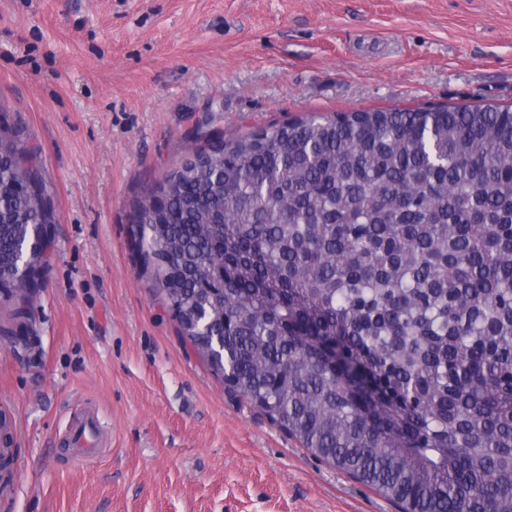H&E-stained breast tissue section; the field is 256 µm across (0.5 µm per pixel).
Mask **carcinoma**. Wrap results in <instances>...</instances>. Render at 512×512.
Segmentation results:
<instances>
[{"label": "carcinoma", "mask_w": 512, "mask_h": 512, "mask_svg": "<svg viewBox=\"0 0 512 512\" xmlns=\"http://www.w3.org/2000/svg\"><path fill=\"white\" fill-rule=\"evenodd\" d=\"M51 218L0 125L7 297ZM132 222L181 335L303 448L400 512H512V108L258 129L191 150Z\"/></svg>", "instance_id": "carcinoma-1"}]
</instances>
